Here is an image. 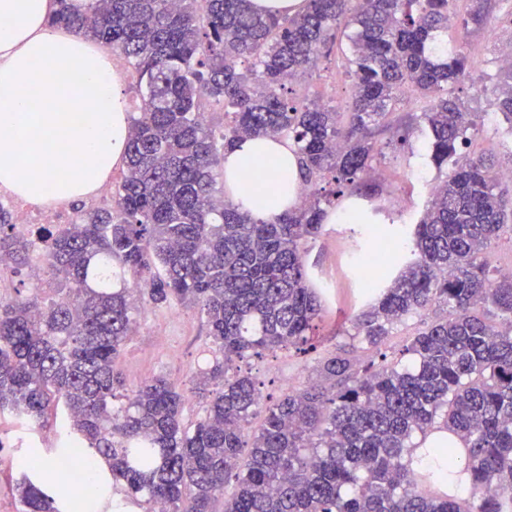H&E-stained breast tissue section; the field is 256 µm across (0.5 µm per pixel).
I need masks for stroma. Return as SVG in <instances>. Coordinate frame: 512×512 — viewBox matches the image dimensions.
Wrapping results in <instances>:
<instances>
[{
	"mask_svg": "<svg viewBox=\"0 0 512 512\" xmlns=\"http://www.w3.org/2000/svg\"><path fill=\"white\" fill-rule=\"evenodd\" d=\"M486 26L469 32L466 45L474 61L470 80L457 84L452 93L474 115L477 129L472 140L476 152L494 154L498 166L512 163V139L499 128L497 92L493 79L499 60L512 53V0H490ZM350 79L343 72L340 55L332 53L320 59L315 70L306 72L293 84L294 92L309 99L344 107ZM427 138L414 132L405 146H396L390 137H381L382 152L377 167L381 192L375 203L386 218L410 226L416 224L429 199V190L438 173L428 163ZM360 225L328 224L320 237L309 241V273L316 286L328 294L324 316L317 334L321 347L331 350L349 343L351 325L341 324L340 311L356 306L358 286L346 270L351 244L360 236ZM210 342L194 310L177 305L149 306L140 317V329L122 355V368L128 388L155 376H165L179 388L187 390L192 378L203 367ZM317 354L299 355L280 351L237 362L241 373L263 382V394L280 398L292 388H300L313 378ZM5 430L7 449L0 451V512H16L17 504L5 486L6 477L18 476V462L32 449L48 451L58 437L54 428L36 432L13 417L0 418Z\"/></svg>",
	"mask_w": 512,
	"mask_h": 512,
	"instance_id": "35a3bbf8",
	"label": "stroma"
}]
</instances>
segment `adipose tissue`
Instances as JSON below:
<instances>
[{
  "label": "adipose tissue",
  "mask_w": 512,
  "mask_h": 512,
  "mask_svg": "<svg viewBox=\"0 0 512 512\" xmlns=\"http://www.w3.org/2000/svg\"><path fill=\"white\" fill-rule=\"evenodd\" d=\"M54 0H0V189L30 205L86 198L122 165L123 81L97 44L52 26ZM288 180L275 199L250 179L264 161ZM230 199L270 223L298 202L296 149L285 139L240 142L224 155Z\"/></svg>",
  "instance_id": "adipose-tissue-1"
}]
</instances>
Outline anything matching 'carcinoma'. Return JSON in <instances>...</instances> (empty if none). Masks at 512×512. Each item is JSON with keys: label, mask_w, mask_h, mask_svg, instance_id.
I'll return each mask as SVG.
<instances>
[{"label": "carcinoma", "mask_w": 512, "mask_h": 512, "mask_svg": "<svg viewBox=\"0 0 512 512\" xmlns=\"http://www.w3.org/2000/svg\"><path fill=\"white\" fill-rule=\"evenodd\" d=\"M456 0H305L302 12L253 11L249 0H58L52 23L120 54L136 77L123 177L110 207L73 208V224L20 238L0 207V264L17 270L45 250L44 297L0 293V415L35 430L68 421L55 455L93 456L107 469L97 498L154 512H512V274L491 279V242L512 231L499 170L471 153L474 124L448 95L471 71L465 46L443 42ZM459 27L487 20L467 0ZM348 31V110L284 94ZM415 111L391 125L398 94ZM498 108L512 136V68ZM224 114L214 123L209 111ZM430 133L429 163L446 168L407 247L380 253L377 275L401 269L351 322L378 348L393 326L421 317L408 366L363 362L355 346L321 356L316 381L264 402L236 362L308 351L323 305L308 284L305 242L327 210L376 171V134ZM293 143L308 200L275 222L225 196L224 153L243 139ZM147 285L136 293L130 284ZM198 309L211 339L198 374L202 413L163 376L126 388L120 357L147 305ZM263 415L257 432L251 420ZM459 449L417 450L436 433ZM461 452L470 487L458 492ZM23 458L17 512H78ZM234 481L231 497L224 488Z\"/></svg>", "instance_id": "cac0c4a2"}]
</instances>
